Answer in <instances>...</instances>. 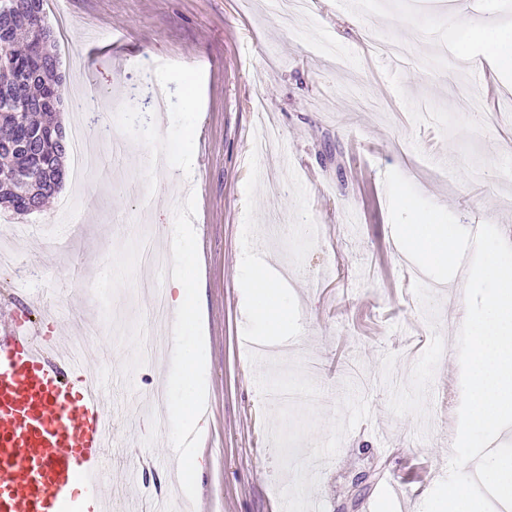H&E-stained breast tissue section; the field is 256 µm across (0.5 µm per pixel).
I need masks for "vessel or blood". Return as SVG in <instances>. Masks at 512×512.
<instances>
[{
	"instance_id": "vessel-or-blood-1",
	"label": "vessel or blood",
	"mask_w": 512,
	"mask_h": 512,
	"mask_svg": "<svg viewBox=\"0 0 512 512\" xmlns=\"http://www.w3.org/2000/svg\"><path fill=\"white\" fill-rule=\"evenodd\" d=\"M111 445L87 357L14 316L0 337V512H110Z\"/></svg>"
}]
</instances>
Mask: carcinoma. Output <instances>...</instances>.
Returning a JSON list of instances; mask_svg holds the SVG:
<instances>
[{
    "mask_svg": "<svg viewBox=\"0 0 512 512\" xmlns=\"http://www.w3.org/2000/svg\"><path fill=\"white\" fill-rule=\"evenodd\" d=\"M45 18L27 19L16 15L5 35L13 41V57L0 64V177L15 176L41 183L36 198L17 194L21 187L12 182L15 191L3 190L0 204L15 214H31L32 206L44 204L61 187L53 173L62 167L68 142L52 146L45 132L54 128L56 110L50 104L63 98L62 83L55 78L58 62L56 41L50 42L51 56L43 64L27 58L28 42L41 33Z\"/></svg>",
    "mask_w": 512,
    "mask_h": 512,
    "instance_id": "obj_1",
    "label": "carcinoma"
}]
</instances>
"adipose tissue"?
Wrapping results in <instances>:
<instances>
[{"instance_id": "obj_1", "label": "adipose tissue", "mask_w": 512, "mask_h": 512, "mask_svg": "<svg viewBox=\"0 0 512 512\" xmlns=\"http://www.w3.org/2000/svg\"><path fill=\"white\" fill-rule=\"evenodd\" d=\"M474 41L485 46L484 57L490 61L497 77L512 80V29L504 27L476 28L472 31ZM241 266L245 272L243 288L249 303V314L260 323L267 337L281 340L288 332V304L265 265L251 253H244ZM170 303L182 328L184 349L182 365L175 385L180 394L172 400L169 408L171 432L182 435L201 432V417L193 399L206 389L200 357L197 351V310L200 306L199 292L189 281L175 285V294Z\"/></svg>"}]
</instances>
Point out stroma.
<instances>
[{
	"label": "stroma",
	"instance_id": "35a3bbf8",
	"mask_svg": "<svg viewBox=\"0 0 512 512\" xmlns=\"http://www.w3.org/2000/svg\"><path fill=\"white\" fill-rule=\"evenodd\" d=\"M59 26L112 35L115 46L71 34L59 41L65 126L120 125L129 139L112 180H67L40 212L0 218V332L28 290L47 292L31 318L49 336L83 331L105 380L112 423L129 436L108 481L123 512L171 497L180 512H420L448 472L456 429L444 403L460 407L457 325L465 291L406 279L412 261L392 226L384 175L395 170L428 200L471 228L496 225L512 241V84L475 79L469 30L512 25V0H376L344 7L312 0L281 18L271 0H66ZM407 44L397 62L369 33ZM167 92L157 108L151 85ZM270 116L292 163L256 150ZM168 152L150 180L148 153ZM482 163L479 177L460 169ZM185 193L195 255L184 276L202 291L200 318L208 391L196 455L199 491L184 499L174 465H161L164 426L153 391L179 360L144 362L141 348L167 341L173 325H144L151 288L174 278L146 269L132 240L161 228L171 198ZM79 223H58L59 200ZM270 255L287 279L292 389L309 402L267 400L271 378L254 360L265 338L245 314L240 256Z\"/></svg>",
	"mask_w": 512,
	"mask_h": 512
}]
</instances>
